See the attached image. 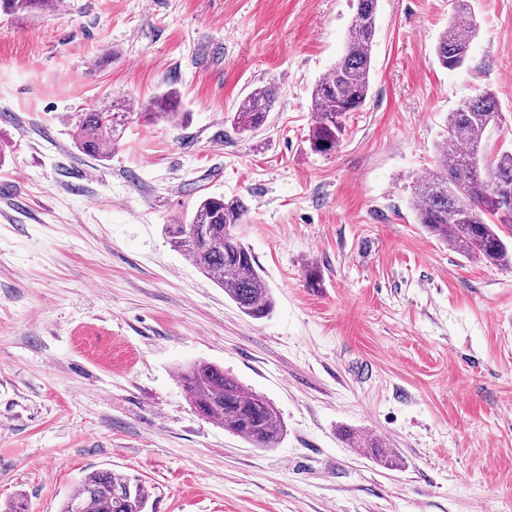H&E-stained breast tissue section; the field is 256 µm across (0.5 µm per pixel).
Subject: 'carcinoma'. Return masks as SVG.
Wrapping results in <instances>:
<instances>
[{"label":"carcinoma","mask_w":512,"mask_h":512,"mask_svg":"<svg viewBox=\"0 0 512 512\" xmlns=\"http://www.w3.org/2000/svg\"><path fill=\"white\" fill-rule=\"evenodd\" d=\"M0 7L48 11L53 3L0 0ZM354 7L343 55L311 91L309 141L319 153L340 145L347 115L363 107L370 90L377 0H354ZM476 29L473 16L465 11L449 21L435 48L442 68L454 70L465 63ZM180 103L179 92L167 89L149 101L144 117L174 123L182 116ZM273 103L271 88L252 89L231 117L234 128L242 134L259 132ZM126 119L127 113L116 111L78 114L73 129L76 148L86 155L108 156ZM502 126L503 114L493 92L465 101L449 113L437 146L436 170L417 181L413 198L419 223L438 240L472 262L512 266V202L504 201L506 196L512 198V152L498 153L488 165L480 155L486 132ZM247 212L237 197H207L188 223L172 224L166 230L174 250L224 288L243 313L261 319L270 314L274 300L251 251L235 233ZM179 377L194 410L219 422L224 431L260 449L281 442L285 426L277 408L264 396L245 390L223 368L198 361ZM149 497L140 480L96 470L80 481L61 512H147Z\"/></svg>","instance_id":"1"}]
</instances>
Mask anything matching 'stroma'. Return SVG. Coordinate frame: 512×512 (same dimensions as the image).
Listing matches in <instances>:
<instances>
[{
	"label": "stroma",
	"instance_id": "35a3bbf8",
	"mask_svg": "<svg viewBox=\"0 0 512 512\" xmlns=\"http://www.w3.org/2000/svg\"><path fill=\"white\" fill-rule=\"evenodd\" d=\"M465 2L477 31L450 71L435 47L456 0H378L366 104L329 154L308 141L310 92L352 0L0 9V503L60 512L107 469L141 479L153 512H512V267L470 262L413 209L462 102L496 93L506 123L484 150L512 149V0ZM258 86L268 123L238 135ZM170 87L183 122H145ZM120 99L110 156L81 153L75 113ZM220 195L249 208L236 232L275 299L263 319L165 233ZM197 360L275 404L278 447L194 411L179 372ZM273 103L274 94L270 87L252 89L231 117L234 128L241 134L259 132L266 123Z\"/></svg>",
	"mask_w": 512,
	"mask_h": 512
}]
</instances>
